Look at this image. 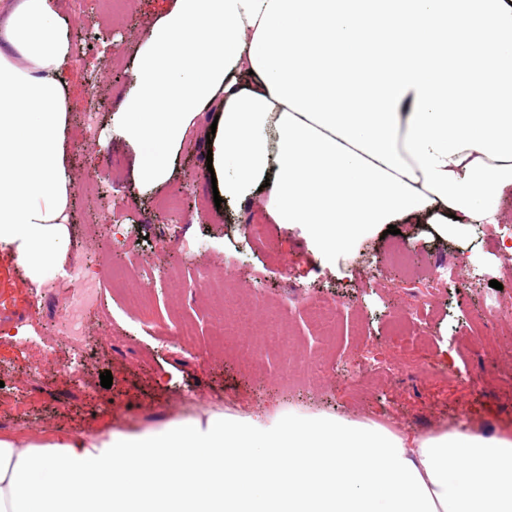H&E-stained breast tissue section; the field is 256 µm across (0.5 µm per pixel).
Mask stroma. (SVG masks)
Instances as JSON below:
<instances>
[{"instance_id":"stroma-1","label":"stroma","mask_w":512,"mask_h":512,"mask_svg":"<svg viewBox=\"0 0 512 512\" xmlns=\"http://www.w3.org/2000/svg\"><path fill=\"white\" fill-rule=\"evenodd\" d=\"M175 0H51L68 16L74 42L67 75L73 84L67 167L73 181L65 249L55 271L73 259L100 265L102 293L85 313L79 344L58 339L64 295L31 280L10 248L0 247V437L25 444L107 431L138 432L186 418L226 413L271 422L278 405L334 413L357 421L394 422L396 430L434 434L467 423L492 433L512 428V275L500 273L512 233L495 237L485 224L462 237L438 236L428 224L372 236L336 255L315 251L298 227L269 223L261 205L238 210L214 203L207 170V133L215 119L199 113L161 189H136V154L118 132L132 89L139 48ZM96 131L88 133L87 120ZM95 156L98 178L86 159ZM181 193L179 220L158 210ZM110 196L101 208L102 196ZM267 233L252 244L250 224ZM191 249H183V241ZM416 266L442 257L454 277L426 284L391 260L396 246ZM216 280L198 287L199 275ZM500 281L494 289L492 281ZM343 304L336 331L320 334L304 307L289 308L291 289ZM503 321L489 336L473 333L489 299ZM416 316L417 338L401 344L395 325ZM191 321L196 335L178 334ZM277 321L291 351L256 355L246 339ZM329 363L324 379L284 394L283 377L303 375V360ZM393 366L371 385L349 376ZM111 372V388L100 375Z\"/></svg>"}]
</instances>
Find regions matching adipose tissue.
<instances>
[{
  "mask_svg": "<svg viewBox=\"0 0 512 512\" xmlns=\"http://www.w3.org/2000/svg\"><path fill=\"white\" fill-rule=\"evenodd\" d=\"M71 25L0 0V246L33 280L63 249ZM122 127L169 183L216 105L220 197L317 250L384 224H495L512 188V0H176L138 52ZM0 512H512V434L233 415L95 439H0Z\"/></svg>",
  "mask_w": 512,
  "mask_h": 512,
  "instance_id": "ef3b65f1",
  "label": "adipose tissue"
}]
</instances>
